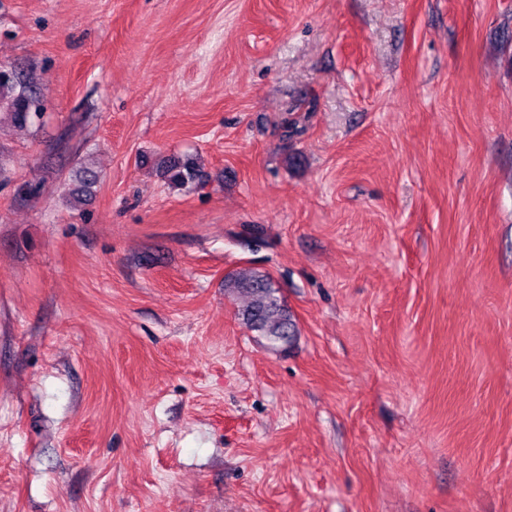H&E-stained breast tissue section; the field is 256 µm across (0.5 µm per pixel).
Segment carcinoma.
Returning a JSON list of instances; mask_svg holds the SVG:
<instances>
[{
    "instance_id": "obj_1",
    "label": "carcinoma",
    "mask_w": 512,
    "mask_h": 512,
    "mask_svg": "<svg viewBox=\"0 0 512 512\" xmlns=\"http://www.w3.org/2000/svg\"><path fill=\"white\" fill-rule=\"evenodd\" d=\"M9 111L12 122L23 128L40 116V102L19 73L0 75V108ZM163 177L173 186H183L196 177V169L179 161L162 165ZM224 288L242 295L241 316L252 330L273 346H286L294 336V324L270 277L258 271L224 278Z\"/></svg>"
}]
</instances>
